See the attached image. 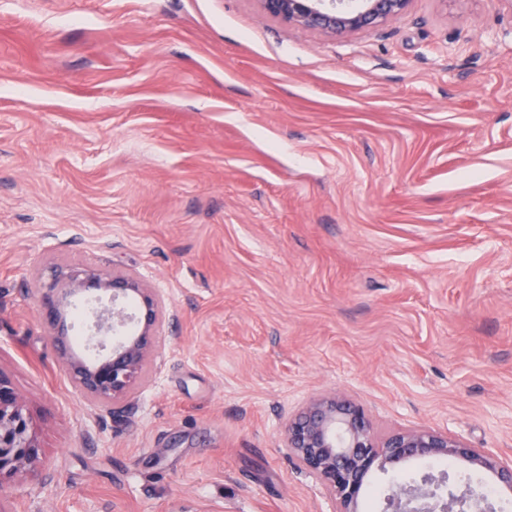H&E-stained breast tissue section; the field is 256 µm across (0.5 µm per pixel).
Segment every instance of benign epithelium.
<instances>
[{
    "label": "benign epithelium",
    "mask_w": 512,
    "mask_h": 512,
    "mask_svg": "<svg viewBox=\"0 0 512 512\" xmlns=\"http://www.w3.org/2000/svg\"><path fill=\"white\" fill-rule=\"evenodd\" d=\"M411 0H259L264 13L303 29L327 34L374 27L403 15ZM43 319L63 371L91 402L113 410L128 400L156 354L164 301L156 289L131 273L102 267L53 266L36 288ZM88 298V344L95 359L79 355L67 323L74 298ZM285 447L333 496L336 512H362L366 488L377 472L410 461H462L476 474H490L512 499V460H503L463 437L432 428L375 433L363 407L344 396L305 403L283 430ZM43 456L26 402L0 370V498L4 479L31 471ZM381 512H496L478 486L461 487L446 473L425 471L415 480L390 484Z\"/></svg>",
    "instance_id": "7a95c632"
}]
</instances>
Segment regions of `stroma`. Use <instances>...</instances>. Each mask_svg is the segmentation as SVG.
Listing matches in <instances>:
<instances>
[{"label": "stroma", "instance_id": "stroma-1", "mask_svg": "<svg viewBox=\"0 0 512 512\" xmlns=\"http://www.w3.org/2000/svg\"><path fill=\"white\" fill-rule=\"evenodd\" d=\"M56 264L164 298L115 413L40 319ZM0 370L44 447L0 512H336L283 442L334 393L512 457V10L0 0ZM411 0H259L264 13L327 34L374 27L402 16Z\"/></svg>", "mask_w": 512, "mask_h": 512}]
</instances>
